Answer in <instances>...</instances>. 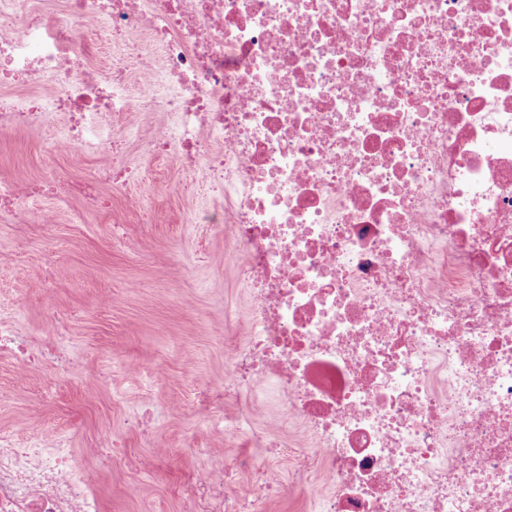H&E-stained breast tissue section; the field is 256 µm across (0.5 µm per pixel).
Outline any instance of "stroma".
Segmentation results:
<instances>
[{
    "label": "stroma",
    "mask_w": 512,
    "mask_h": 512,
    "mask_svg": "<svg viewBox=\"0 0 512 512\" xmlns=\"http://www.w3.org/2000/svg\"><path fill=\"white\" fill-rule=\"evenodd\" d=\"M165 112L142 116L127 159L142 183L108 185V204L86 208L75 198L30 196L18 217L0 220V315L15 318L32 349L66 343L80 359L82 380L37 363L19 378L15 354L0 352V433L47 439L65 435L88 467L110 445L112 468L99 474L104 512H183L186 492L202 464L220 468L245 450L213 422L223 413L260 408L258 433L287 435L289 423L272 382L241 390L224 407L203 406L205 388L224 385L228 346L245 344L250 302L238 279L243 257L224 225L196 224L210 205L204 182H191L171 159L147 151L150 131ZM56 123L0 129V180L30 187L48 171L84 180L103 171L105 157L52 150ZM149 184L144 213L127 200ZM53 212L50 224L23 211ZM140 366L138 376L128 365ZM104 376L95 392L86 380ZM168 449L164 462L155 451ZM249 455L267 463L282 492L262 512H316L314 500L293 489L287 458L255 445ZM137 474L140 492L125 485Z\"/></svg>",
    "instance_id": "1"
}]
</instances>
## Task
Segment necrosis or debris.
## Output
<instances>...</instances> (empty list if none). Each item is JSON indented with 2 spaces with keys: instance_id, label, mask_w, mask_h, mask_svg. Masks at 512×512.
Instances as JSON below:
<instances>
[{
  "instance_id": "1",
  "label": "necrosis or debris",
  "mask_w": 512,
  "mask_h": 512,
  "mask_svg": "<svg viewBox=\"0 0 512 512\" xmlns=\"http://www.w3.org/2000/svg\"><path fill=\"white\" fill-rule=\"evenodd\" d=\"M0 85L1 128L87 155L172 115L151 151L245 257L224 395L273 380L300 437L264 445L318 512H512V0H0ZM260 468H202L186 512ZM0 512L103 505L65 440L2 434Z\"/></svg>"
}]
</instances>
